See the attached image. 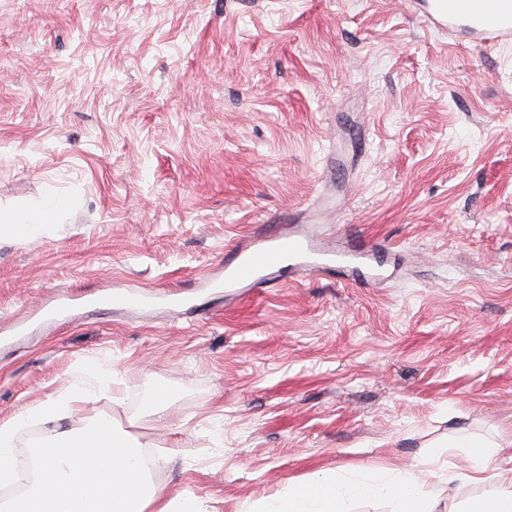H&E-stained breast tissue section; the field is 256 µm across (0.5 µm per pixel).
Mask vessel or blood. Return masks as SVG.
I'll list each match as a JSON object with an SVG mask.
<instances>
[{
  "label": "vessel or blood",
  "instance_id": "b4317fda",
  "mask_svg": "<svg viewBox=\"0 0 512 512\" xmlns=\"http://www.w3.org/2000/svg\"><path fill=\"white\" fill-rule=\"evenodd\" d=\"M412 12L428 28L445 36L462 35L469 43L484 48L512 46V0H410ZM314 204L301 224L291 216L262 227L240 239L224 261L223 286L227 294L240 295L245 288L265 287L274 275L334 273L349 284H382L387 268L397 255L388 247L344 243L327 244L307 225L319 214ZM138 291H112L101 295L99 307L139 305Z\"/></svg>",
  "mask_w": 512,
  "mask_h": 512
}]
</instances>
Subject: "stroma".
Returning a JSON list of instances; mask_svg holds the SVG:
<instances>
[{
  "label": "stroma",
  "mask_w": 512,
  "mask_h": 512,
  "mask_svg": "<svg viewBox=\"0 0 512 512\" xmlns=\"http://www.w3.org/2000/svg\"><path fill=\"white\" fill-rule=\"evenodd\" d=\"M328 190L345 206L319 233L402 252L394 280L205 286ZM51 193L72 206L49 232L0 235V424L84 368L112 389L20 428L21 472L98 416L207 512L385 468L426 494L459 474L470 512L495 489L465 482L470 444L512 467V48L455 43L407 0H0V211ZM138 284L182 302L92 305Z\"/></svg>",
  "instance_id": "stroma-1"
}]
</instances>
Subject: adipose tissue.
<instances>
[{
    "label": "adipose tissue",
    "mask_w": 512,
    "mask_h": 512,
    "mask_svg": "<svg viewBox=\"0 0 512 512\" xmlns=\"http://www.w3.org/2000/svg\"><path fill=\"white\" fill-rule=\"evenodd\" d=\"M69 207L66 198L53 195L0 218V227L10 236L32 238L49 230ZM91 376V371H83L68 393L0 425V485L24 483L18 498L0 503V512H205L191 494L159 495L140 443L118 434L112 421L103 417L83 433L63 431L39 445L30 473L19 476L14 451L18 429L36 418L55 420L85 401ZM456 480V474H449L438 493L427 500L415 471L394 469L382 481L354 476L338 482L323 476L306 484H289L283 493L263 502L262 512H345L346 501L383 494L390 497L392 512H427L428 504H439L452 494Z\"/></svg>",
    "instance_id": "obj_1"
}]
</instances>
